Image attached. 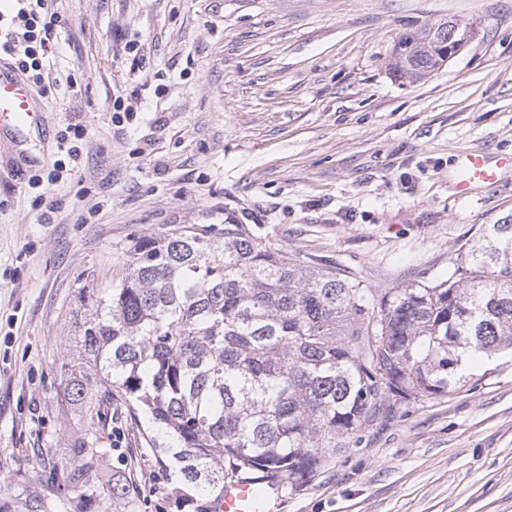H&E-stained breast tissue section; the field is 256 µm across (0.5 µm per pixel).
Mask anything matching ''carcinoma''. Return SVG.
I'll return each instance as SVG.
<instances>
[{"label":"carcinoma","mask_w":512,"mask_h":512,"mask_svg":"<svg viewBox=\"0 0 512 512\" xmlns=\"http://www.w3.org/2000/svg\"><path fill=\"white\" fill-rule=\"evenodd\" d=\"M440 19L394 42L397 78L438 65ZM448 278L370 288L297 262L227 215L138 239L125 274L81 289L85 365L68 401L91 425L113 392L183 482L208 494L224 479L301 490L327 460L359 446L369 423L466 381L465 355L512 351V223L483 224L454 250ZM108 449L91 429L63 481L88 499Z\"/></svg>","instance_id":"obj_1"}]
</instances>
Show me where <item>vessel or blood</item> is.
<instances>
[{
  "mask_svg": "<svg viewBox=\"0 0 512 512\" xmlns=\"http://www.w3.org/2000/svg\"><path fill=\"white\" fill-rule=\"evenodd\" d=\"M46 112L37 101L31 84L17 75L8 59L0 55V156L22 155L32 128L42 125ZM512 169V156L489 161L479 153H466L456 161L453 188L457 195H468L479 184L497 183L502 169ZM280 488L270 487L257 494L251 483L226 484L213 501V512H282Z\"/></svg>",
  "mask_w": 512,
  "mask_h": 512,
  "instance_id": "b4317fda",
  "label": "vessel or blood"
}]
</instances>
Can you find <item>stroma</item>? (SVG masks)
Listing matches in <instances>:
<instances>
[{"mask_svg":"<svg viewBox=\"0 0 512 512\" xmlns=\"http://www.w3.org/2000/svg\"><path fill=\"white\" fill-rule=\"evenodd\" d=\"M53 76L32 132L36 174L60 154L68 121L90 137L43 213L27 175L0 163V512H207L181 506L165 468L120 399L103 464L130 492L81 500L62 469L88 425L66 404L85 373L79 288L125 272L136 240L225 212L272 234L313 268L373 288L447 278L453 250L480 225L512 219V172L455 195L456 157L512 154V0H57ZM442 18L475 25L456 57L417 80L387 66L394 40ZM143 69L129 77L128 41ZM123 96L133 116L113 126ZM284 512H512V354L471 361L450 395L367 427Z\"/></svg>","mask_w":512,"mask_h":512,"instance_id":"obj_1","label":"stroma"}]
</instances>
